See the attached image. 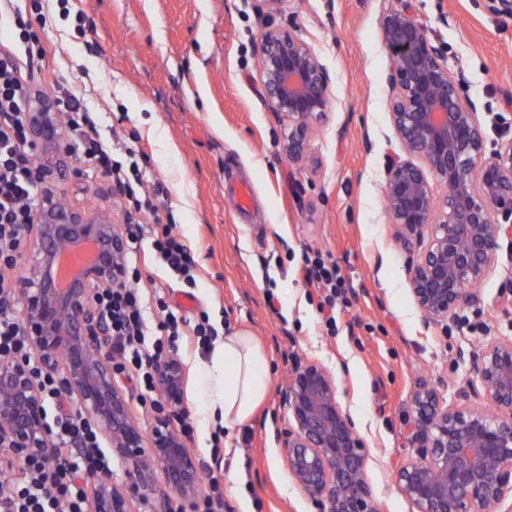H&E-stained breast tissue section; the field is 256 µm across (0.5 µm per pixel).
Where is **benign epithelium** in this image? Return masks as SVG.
Instances as JSON below:
<instances>
[{
  "label": "benign epithelium",
  "mask_w": 512,
  "mask_h": 512,
  "mask_svg": "<svg viewBox=\"0 0 512 512\" xmlns=\"http://www.w3.org/2000/svg\"><path fill=\"white\" fill-rule=\"evenodd\" d=\"M381 40L391 62L394 131L406 152L421 159L388 156L385 206L395 241L411 254L408 282L424 323L448 329L460 324L462 311L482 303L473 285L495 263L502 242L512 244V135L499 134L486 153L476 104L463 99L414 0L384 17ZM260 55L263 103L288 125L281 150L301 161L311 130L327 116L329 71L292 28L265 32ZM53 111L49 102L31 104L30 134L54 155L41 169L50 184L76 176L57 163L67 145ZM23 234L21 307L34 357L48 371H63L68 405L154 497V512H169L172 493L197 499L200 462L173 424L185 400L184 366L173 359L160 371L163 408L147 432L132 417L130 393L112 359L96 344L95 296L124 283L127 228L47 198L38 223ZM88 242L96 246L94 260L71 274L68 287H58V256ZM458 358L471 365L479 385L459 388L452 404L431 388L415 393L416 416L408 426L418 454L398 469L397 487L416 512H487L491 505L512 512V337L461 349ZM282 399L294 421L283 448L288 472L318 512H380L366 478L368 450L342 408L335 375L298 361ZM52 447L39 386L25 363L1 358L0 448L20 460L48 457ZM88 512H132L112 473L89 479Z\"/></svg>",
  "instance_id": "1"
}]
</instances>
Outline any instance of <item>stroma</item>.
Segmentation results:
<instances>
[{
	"label": "stroma",
	"instance_id": "1",
	"mask_svg": "<svg viewBox=\"0 0 512 512\" xmlns=\"http://www.w3.org/2000/svg\"><path fill=\"white\" fill-rule=\"evenodd\" d=\"M88 30L57 18L41 37L52 52L42 76L81 86L107 136L138 134L147 182H162L175 232L195 247L198 275L187 287L165 267L140 264L148 298L187 314L205 311L216 328L252 333L264 352L269 388L254 418L226 430L197 421L187 446L224 480L229 512H318L291 478L282 447L293 426L280 391L292 363L318 362L340 383L341 404L368 448L366 474L382 512H415L398 491L397 469L414 457L406 423L419 385L452 400L477 382L459 350L512 336V248L480 284V308L462 328L425 327L394 243L383 202L384 166L399 151L387 96L390 61L382 19L402 0H288L283 14L259 16L254 0H83ZM429 37L442 44L464 97L491 127L512 113V17L483 0H416ZM447 24H440V15ZM292 27L332 78L328 118L316 127L306 161L281 153L282 122L262 103L257 49L268 25ZM230 178L250 182L257 209L235 210ZM75 207L125 221L103 177L56 184ZM321 253L345 278L350 308L335 329L320 312V291L303 274ZM193 299H185L184 290Z\"/></svg>",
	"mask_w": 512,
	"mask_h": 512
}]
</instances>
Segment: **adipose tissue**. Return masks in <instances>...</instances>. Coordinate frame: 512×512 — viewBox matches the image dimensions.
I'll list each match as a JSON object with an SVG mask.
<instances>
[{"instance_id": "obj_1", "label": "adipose tissue", "mask_w": 512, "mask_h": 512, "mask_svg": "<svg viewBox=\"0 0 512 512\" xmlns=\"http://www.w3.org/2000/svg\"><path fill=\"white\" fill-rule=\"evenodd\" d=\"M268 384L266 357L251 334L225 333L215 342L200 374L205 417L228 428L250 421Z\"/></svg>"}]
</instances>
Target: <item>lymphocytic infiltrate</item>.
<instances>
[{
  "label": "lymphocytic infiltrate",
  "mask_w": 512,
  "mask_h": 512,
  "mask_svg": "<svg viewBox=\"0 0 512 512\" xmlns=\"http://www.w3.org/2000/svg\"><path fill=\"white\" fill-rule=\"evenodd\" d=\"M12 16L14 38L24 47L25 62L0 49V358L22 361L39 385L45 404L56 407L49 426L61 446L53 458L26 460L23 483L0 482V512H86L85 480L106 471L110 463L95 429L64 407L63 383L33 357L17 300V250L26 225L34 223L43 200L50 195L36 173V145L30 137L34 97L50 94L62 115L72 150L87 173L108 178L125 206V222L136 227L130 244H138L139 229L155 232L154 256L170 271L190 275L195 267L192 248L173 235V217L157 204L138 160L137 136L112 139L103 135L97 117L84 104L82 89L60 83L44 85L35 71L48 49L37 33L53 20L42 0H30L28 10L14 0H0V15ZM305 279L321 288L324 302L346 300L344 279L335 263L321 256L307 258ZM141 273L130 268L126 283L103 291L97 307L105 327L97 340L116 373L135 380L142 401H153L156 375L170 355L191 347H207L217 331L209 321L190 323L165 301H157V323H150L148 304L140 286Z\"/></svg>",
  "instance_id": "f902f5d3"
}]
</instances>
